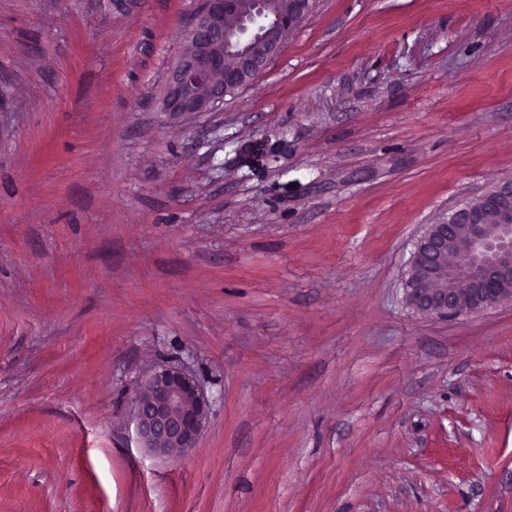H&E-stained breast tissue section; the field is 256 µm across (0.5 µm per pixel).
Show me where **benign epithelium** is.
Returning a JSON list of instances; mask_svg holds the SVG:
<instances>
[{
    "mask_svg": "<svg viewBox=\"0 0 512 512\" xmlns=\"http://www.w3.org/2000/svg\"><path fill=\"white\" fill-rule=\"evenodd\" d=\"M315 0H202L190 20L161 110L211 112L249 85L284 48ZM512 185L498 187L443 220L423 225L404 274L407 304L436 318L478 316L512 303ZM137 435L168 456L195 447L209 416L196 377L155 368L131 399Z\"/></svg>",
    "mask_w": 512,
    "mask_h": 512,
    "instance_id": "7a95c632",
    "label": "benign epithelium"
}]
</instances>
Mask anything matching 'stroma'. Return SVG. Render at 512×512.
Wrapping results in <instances>:
<instances>
[{
    "label": "stroma",
    "mask_w": 512,
    "mask_h": 512,
    "mask_svg": "<svg viewBox=\"0 0 512 512\" xmlns=\"http://www.w3.org/2000/svg\"><path fill=\"white\" fill-rule=\"evenodd\" d=\"M200 0H0V512H512V304L422 316V225L512 184V0H315L160 111ZM209 401L142 448L154 368ZM131 404L143 448L162 457L194 448L209 416V403L196 377L175 365L155 368Z\"/></svg>",
    "instance_id": "stroma-1"
}]
</instances>
